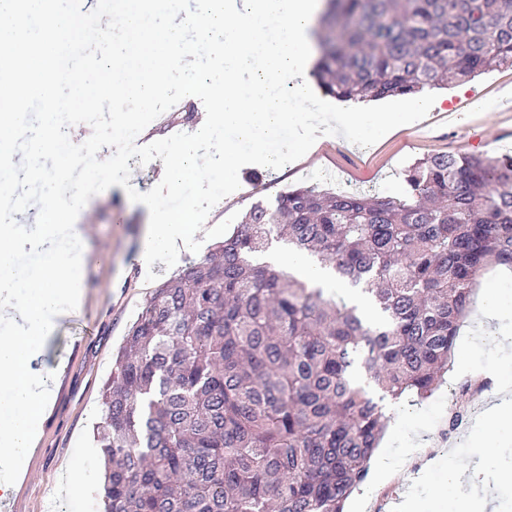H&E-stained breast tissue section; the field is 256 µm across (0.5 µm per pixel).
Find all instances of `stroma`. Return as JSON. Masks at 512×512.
I'll use <instances>...</instances> for the list:
<instances>
[{
  "instance_id": "35a3bbf8",
  "label": "stroma",
  "mask_w": 512,
  "mask_h": 512,
  "mask_svg": "<svg viewBox=\"0 0 512 512\" xmlns=\"http://www.w3.org/2000/svg\"><path fill=\"white\" fill-rule=\"evenodd\" d=\"M442 108L395 131L367 148L352 147L340 136L317 139L314 149L281 169H264L258 186L241 183L210 211L208 223L230 231L251 205L300 185L327 191L372 196L402 189L407 167L435 153H476L496 158L512 153V112L502 111L512 95V69L488 71L466 84L437 89ZM149 211L132 202L120 186L93 196L80 212L74 231L87 263L80 303L65 302L63 316L46 327V340L33 367L47 378L53 398L44 418L36 421L35 444L17 468L13 494L16 512H102L98 497L103 465L93 443V425L100 410V389L112 371V357L138 312L149 299L142 277L143 226ZM512 297V268L493 265L483 272L468 318L460 330L441 385L426 400L408 396L389 413L393 437L418 439L428 424L447 413L450 390L487 384L486 406L499 403L497 386L512 381V349L475 343L473 329L487 287ZM97 325L85 336L82 317ZM486 414L466 424L461 435L440 431L443 446L465 451L472 435L485 429ZM411 452L399 476L365 483L348 501L350 512H403L407 500L431 501L445 487L448 456ZM82 468L91 474L75 498L57 497L63 469Z\"/></svg>"
}]
</instances>
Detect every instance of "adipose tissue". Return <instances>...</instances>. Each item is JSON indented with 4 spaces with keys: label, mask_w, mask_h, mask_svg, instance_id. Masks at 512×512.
I'll list each match as a JSON object with an SVG mask.
<instances>
[{
    "label": "adipose tissue",
    "mask_w": 512,
    "mask_h": 512,
    "mask_svg": "<svg viewBox=\"0 0 512 512\" xmlns=\"http://www.w3.org/2000/svg\"><path fill=\"white\" fill-rule=\"evenodd\" d=\"M82 205L80 194L71 193L56 203H44L39 212L41 224L26 230L21 224L0 225V322H18L13 336L0 340V498L9 495L14 482L5 478V471L33 446L31 422L42 415L50 403L47 381L36 377L30 363L43 337L42 323L59 315V300L73 295L69 271L83 259L58 251L54 242L68 224L71 214ZM203 225L194 221L190 211L175 215L152 212L142 237V259L145 265L159 260L176 259L197 251V236ZM28 238L49 256L40 273L25 281L21 302H14L10 292L16 278L14 258L20 238ZM267 262L287 270L311 287L332 293L342 290L332 268L294 250L281 247L266 256ZM496 455L492 434L480 437L469 455L448 470V494L455 502L454 512H486L470 493L469 475L487 465Z\"/></svg>",
    "instance_id": "adipose-tissue-1"
}]
</instances>
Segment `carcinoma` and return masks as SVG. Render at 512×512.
Listing matches in <instances>:
<instances>
[{"mask_svg":"<svg viewBox=\"0 0 512 512\" xmlns=\"http://www.w3.org/2000/svg\"><path fill=\"white\" fill-rule=\"evenodd\" d=\"M325 94L412 96L512 67V0H327ZM400 196L297 186L155 288L102 385L104 512H344L386 409L436 389L472 287L512 266V156L435 154ZM308 251L374 315L257 260Z\"/></svg>","mask_w":512,"mask_h":512,"instance_id":"obj_1","label":"carcinoma"}]
</instances>
